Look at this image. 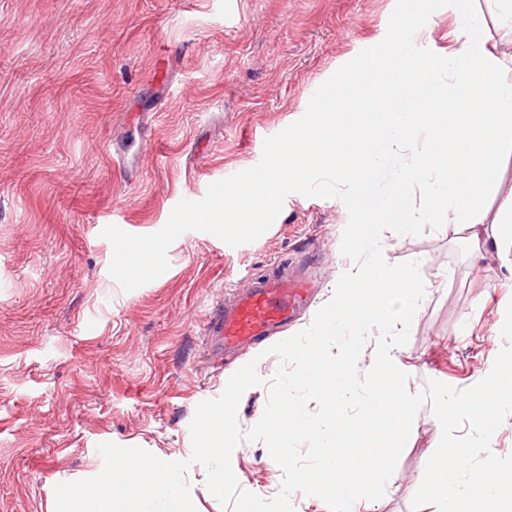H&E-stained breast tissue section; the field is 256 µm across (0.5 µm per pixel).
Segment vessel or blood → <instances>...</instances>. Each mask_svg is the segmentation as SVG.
I'll list each match as a JSON object with an SVG mask.
<instances>
[{"mask_svg": "<svg viewBox=\"0 0 512 512\" xmlns=\"http://www.w3.org/2000/svg\"><path fill=\"white\" fill-rule=\"evenodd\" d=\"M306 281L272 275L257 278L250 291L210 327L225 343L241 344L270 335L307 299Z\"/></svg>", "mask_w": 512, "mask_h": 512, "instance_id": "1", "label": "vessel or blood"}]
</instances>
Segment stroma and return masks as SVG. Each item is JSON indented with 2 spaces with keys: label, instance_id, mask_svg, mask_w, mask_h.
<instances>
[{
  "label": "stroma",
  "instance_id": "stroma-1",
  "mask_svg": "<svg viewBox=\"0 0 512 512\" xmlns=\"http://www.w3.org/2000/svg\"><path fill=\"white\" fill-rule=\"evenodd\" d=\"M395 0H0V512H52L54 488L98 474L99 443L167 461L191 454L196 405L256 361L261 386L237 419L261 418L279 365L228 352L206 324L284 259L311 297L307 327L341 273L348 222L337 199L290 195L273 225L236 248L198 231L168 270L126 292L110 276L114 224L150 234L183 199L260 159L318 86L385 36ZM468 232L441 228L386 245L428 290L401 352L412 389L481 381L504 345L512 269ZM376 512H416L418 477L441 437L430 407ZM232 467L262 498L283 472L260 442Z\"/></svg>",
  "mask_w": 512,
  "mask_h": 512
}]
</instances>
